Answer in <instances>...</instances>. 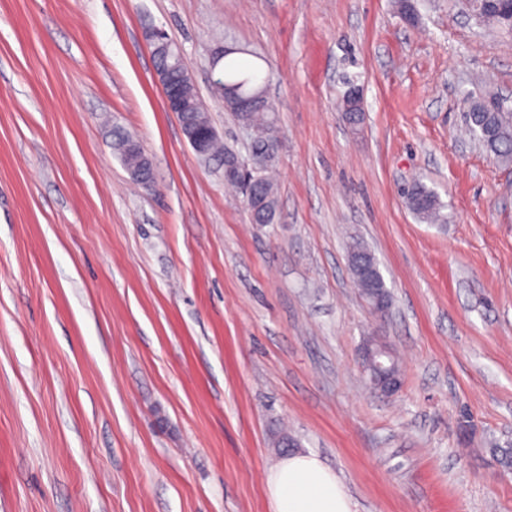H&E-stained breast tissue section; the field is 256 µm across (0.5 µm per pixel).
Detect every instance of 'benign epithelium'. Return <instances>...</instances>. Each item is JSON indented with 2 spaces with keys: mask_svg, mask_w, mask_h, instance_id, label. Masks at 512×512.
Segmentation results:
<instances>
[{
  "mask_svg": "<svg viewBox=\"0 0 512 512\" xmlns=\"http://www.w3.org/2000/svg\"><path fill=\"white\" fill-rule=\"evenodd\" d=\"M149 40L154 45V57L161 61L157 74L166 108L178 115L182 132L196 155L207 160L210 157L211 132L197 122L196 112L185 103L183 89L192 84L193 75L183 52L162 30L151 31ZM127 152L136 158L133 175L143 184L151 183L152 161L141 145L131 146ZM366 292L373 310L383 312L389 307L391 299L383 292L371 287ZM362 357L365 365L375 370L372 379L375 389L385 394H392L400 389V379L389 369L391 352L385 342L375 338L364 343Z\"/></svg>",
  "mask_w": 512,
  "mask_h": 512,
  "instance_id": "obj_1",
  "label": "benign epithelium"
}]
</instances>
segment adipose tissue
Listing matches in <instances>:
<instances>
[{
	"label": "adipose tissue",
	"mask_w": 512,
	"mask_h": 512,
	"mask_svg": "<svg viewBox=\"0 0 512 512\" xmlns=\"http://www.w3.org/2000/svg\"><path fill=\"white\" fill-rule=\"evenodd\" d=\"M274 512H355L337 473L314 453L295 452L269 471Z\"/></svg>",
	"instance_id": "ef3b65f1"
}]
</instances>
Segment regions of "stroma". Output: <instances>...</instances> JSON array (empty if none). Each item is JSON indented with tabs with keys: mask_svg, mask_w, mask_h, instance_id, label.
Listing matches in <instances>:
<instances>
[{
	"mask_svg": "<svg viewBox=\"0 0 512 512\" xmlns=\"http://www.w3.org/2000/svg\"><path fill=\"white\" fill-rule=\"evenodd\" d=\"M410 2L413 22L400 0H0V512H272L284 435L355 512H512L492 453L512 446V167L463 132L487 90L512 110V37L459 0ZM154 29L240 159L211 51L270 74L274 223L186 141ZM416 181L443 223L408 207ZM352 235L386 315L353 283ZM369 336L395 395L362 368ZM127 152L136 158L133 168V175L143 184H150L152 181V161L145 153L141 145L136 144L127 149ZM347 252H348V255L350 257L351 270H352L353 259L356 256H358L359 260L362 261L363 263L364 262H368V263L374 265L375 268L378 270V272L380 274V285H381V288L387 294H389V291L387 290V287L385 285L384 278H383V276L381 275V273L379 271L377 261H376L374 255L372 254L370 248L368 247V245L364 241H362L361 239H358V238H355V237H350V240L347 242ZM362 357L365 365L375 370L372 379L375 389L385 394H392L400 389V379L393 370H382L391 364V352L385 342L377 338L371 342H365L362 348Z\"/></svg>",
	"mask_w": 512,
	"mask_h": 512,
	"instance_id": "35a3bbf8",
	"label": "stroma"
}]
</instances>
